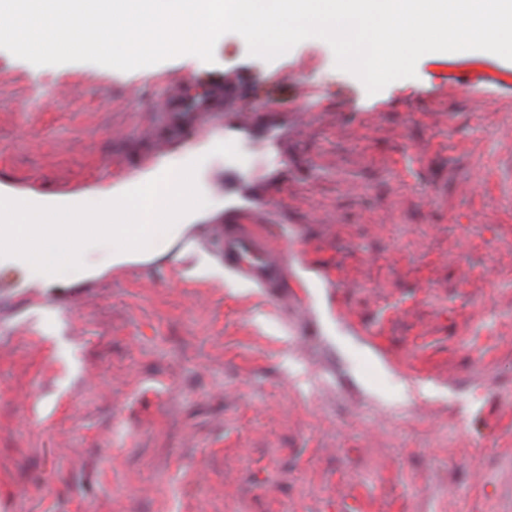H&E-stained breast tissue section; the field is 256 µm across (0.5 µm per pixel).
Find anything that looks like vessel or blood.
Masks as SVG:
<instances>
[{
	"label": "vessel or blood",
	"instance_id": "obj_1",
	"mask_svg": "<svg viewBox=\"0 0 512 512\" xmlns=\"http://www.w3.org/2000/svg\"><path fill=\"white\" fill-rule=\"evenodd\" d=\"M230 93L228 83H212L205 91L192 92L189 84L178 80L169 81L167 94L161 106L169 114L170 129H177L185 118H198L221 111ZM263 128L270 135L280 128L279 115L265 112L261 115H236L234 121L225 123L226 133H253ZM245 197L253 204L249 210V222H241L236 215H229L217 234L222 240L224 267L238 280L270 292H280L288 285V275L281 249L267 236L259 233L255 225L262 218L268 205L266 197L252 187L245 188Z\"/></svg>",
	"mask_w": 512,
	"mask_h": 512
}]
</instances>
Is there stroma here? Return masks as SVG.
<instances>
[{
    "label": "stroma",
    "mask_w": 512,
    "mask_h": 512,
    "mask_svg": "<svg viewBox=\"0 0 512 512\" xmlns=\"http://www.w3.org/2000/svg\"><path fill=\"white\" fill-rule=\"evenodd\" d=\"M124 72L0 50V192L87 198L156 164L171 76L287 113L205 155L162 249L75 275L0 261V512H512V61L421 57L376 94L308 38ZM291 291L241 283L237 181Z\"/></svg>",
    "instance_id": "35a3bbf8"
}]
</instances>
